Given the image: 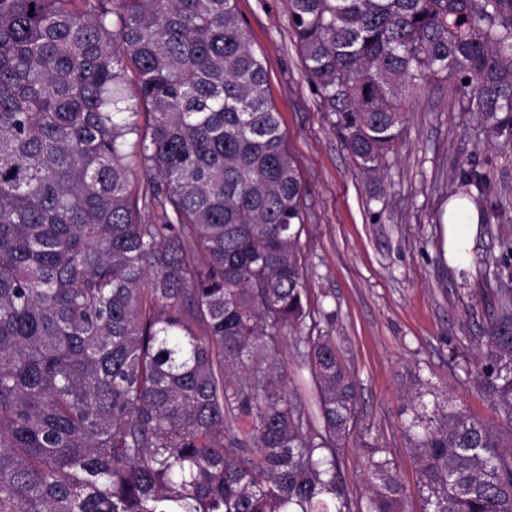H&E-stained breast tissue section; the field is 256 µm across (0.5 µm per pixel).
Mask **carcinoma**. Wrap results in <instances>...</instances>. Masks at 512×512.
<instances>
[{
	"label": "carcinoma",
	"instance_id": "cac0c4a2",
	"mask_svg": "<svg viewBox=\"0 0 512 512\" xmlns=\"http://www.w3.org/2000/svg\"><path fill=\"white\" fill-rule=\"evenodd\" d=\"M366 174L438 79L512 134V0H289ZM146 121L139 124L138 116ZM483 185L462 174L456 195ZM303 186L236 0H0V512H406L313 318ZM460 370L495 428L406 373L423 512H512V285ZM283 358L288 370V378H291L296 385V389L301 394L302 399L307 403H311V393L305 383L308 379V372L300 371L296 367L291 339H288V345L283 349Z\"/></svg>",
	"mask_w": 512,
	"mask_h": 512
}]
</instances>
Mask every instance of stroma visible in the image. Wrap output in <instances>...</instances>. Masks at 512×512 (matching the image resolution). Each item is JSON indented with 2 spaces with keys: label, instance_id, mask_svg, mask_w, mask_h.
Instances as JSON below:
<instances>
[{
  "label": "stroma",
  "instance_id": "obj_1",
  "mask_svg": "<svg viewBox=\"0 0 512 512\" xmlns=\"http://www.w3.org/2000/svg\"><path fill=\"white\" fill-rule=\"evenodd\" d=\"M251 48L267 72L268 96L303 185L300 245L311 304L335 312V336L358 389V417L339 468L353 500L365 496L364 443L397 464L421 512L416 472L401 430L405 369L448 390L475 418L494 411L462 383L457 362L473 358L495 306L512 283V136L497 135L462 108L463 89L440 79L402 95L405 121L380 180L353 162L301 61L288 0H237ZM486 185L475 195L481 224L464 272L448 264L443 215L461 169Z\"/></svg>",
  "mask_w": 512,
  "mask_h": 512
}]
</instances>
